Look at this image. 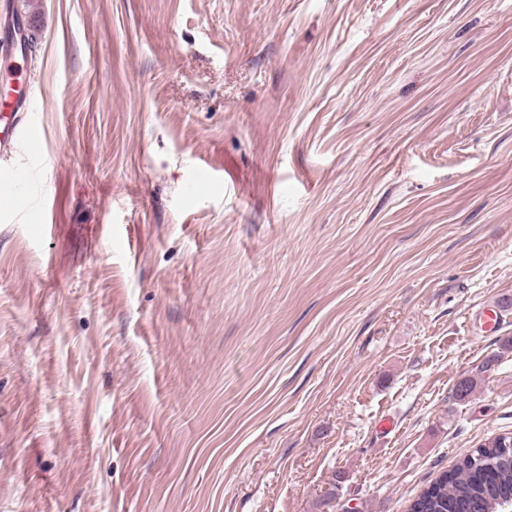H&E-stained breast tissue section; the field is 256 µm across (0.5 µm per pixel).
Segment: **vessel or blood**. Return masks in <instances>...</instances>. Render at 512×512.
<instances>
[{"label":"vessel or blood","instance_id":"b4317fda","mask_svg":"<svg viewBox=\"0 0 512 512\" xmlns=\"http://www.w3.org/2000/svg\"><path fill=\"white\" fill-rule=\"evenodd\" d=\"M30 92L20 87L13 96L0 98V159L10 160L22 148H35L41 137L39 124L29 115Z\"/></svg>","mask_w":512,"mask_h":512}]
</instances>
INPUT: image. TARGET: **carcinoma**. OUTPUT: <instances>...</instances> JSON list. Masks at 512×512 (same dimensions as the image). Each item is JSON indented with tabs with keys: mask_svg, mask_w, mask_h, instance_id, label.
I'll return each instance as SVG.
<instances>
[{
	"mask_svg": "<svg viewBox=\"0 0 512 512\" xmlns=\"http://www.w3.org/2000/svg\"><path fill=\"white\" fill-rule=\"evenodd\" d=\"M512 352V339L500 342V350L488 355L455 389L457 401L467 400L485 373ZM512 503V446L487 443L477 447L451 470L441 473L409 505L408 512H501Z\"/></svg>",
	"mask_w": 512,
	"mask_h": 512,
	"instance_id": "1",
	"label": "carcinoma"
}]
</instances>
